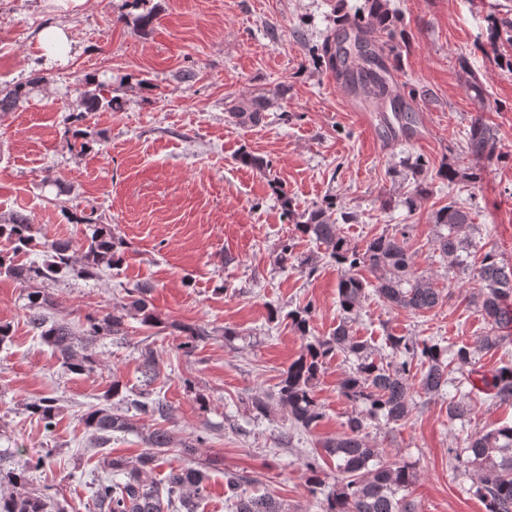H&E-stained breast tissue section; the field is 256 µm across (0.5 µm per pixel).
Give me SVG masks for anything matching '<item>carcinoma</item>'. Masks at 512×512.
Here are the masks:
<instances>
[{
	"instance_id": "obj_1",
	"label": "carcinoma",
	"mask_w": 512,
	"mask_h": 512,
	"mask_svg": "<svg viewBox=\"0 0 512 512\" xmlns=\"http://www.w3.org/2000/svg\"><path fill=\"white\" fill-rule=\"evenodd\" d=\"M394 20L386 0H365L362 12L354 15L348 25L356 31L355 44L365 49L370 41L384 32H391ZM345 39L328 36L317 50L322 66L338 63L350 83L360 85L367 94L383 95L387 78L374 70L375 58L365 54L361 61L366 68H356L355 56L342 43ZM95 78H84L85 89L79 91L83 111L73 116L81 121L88 112L112 107L114 98L105 96L104 85L91 91L87 86ZM32 89L30 82H16L0 89V112H9L27 99ZM268 106L267 98L258 95L239 101L230 107L231 117L238 122L257 123ZM495 148V133L483 119H476L469 130L467 152L476 160L490 158ZM336 202L303 214L296 222V231L325 246L329 258L341 269L337 283L338 304L344 317L327 336L310 335L313 307L308 303L288 312L293 328L305 339L298 357L280 376L277 399L266 395L251 398L254 417L267 415L272 404L288 412L293 423L305 430L317 428L323 419L321 405L315 396L316 384L332 358L342 354L352 359L348 372L338 385L339 395L352 407L345 422L343 435L321 442L326 456L336 459V486L324 490L321 478L320 454L313 451L305 458V484L309 495L316 499L321 512H417L411 498L416 483L414 465L391 458H383L367 441L366 429L371 422L384 419L397 423L406 419L415 406L410 392L415 377L413 369L421 372L420 388L424 394L435 397L445 394L448 386L455 393L448 394V420H470L474 414L472 395L486 392L500 401H512V364H505L490 374L478 370L479 354L497 351L512 341V265L501 261L489 250L480 264L472 269L473 277L482 284V291L471 298V303L486 324V331L474 347L443 345L436 341L413 340L407 336L388 337L392 358L376 357L369 346L352 335L350 315L359 309L374 292L391 307L414 314L427 313L443 301L434 280L412 269L406 246V232L381 234L363 244L352 243L336 229L331 214ZM73 224H85L92 230L85 244L76 250L69 240L41 241L36 235L32 219L21 212L0 220V238L10 248L0 250V275L10 277L28 289V323L53 354L70 371L83 374L93 369L96 358L86 353V346L107 336L124 334V320L134 314L148 327H159L161 321L150 307L149 285H138L126 293V302L99 318L87 317L82 335L77 336L68 323L48 315L51 302L40 288L31 283L53 281L64 271L80 264L81 273L91 278L103 264L118 266L123 241L98 226L99 219L73 216ZM433 223L438 228L436 243L442 255L461 266L470 257L473 243L467 234L472 218L470 212L456 202L437 210ZM41 247L49 253L42 263H23L20 256ZM371 278H366L363 272ZM184 341L179 348L192 353L197 344L208 336L201 328L186 327ZM468 371H463V368ZM461 372V379L450 377ZM126 386L118 379L106 391L105 399L121 397L127 408L140 416L169 419V408L160 399L141 392L134 396L123 394ZM26 410L37 417L45 432L56 425L58 407L53 398H40L26 403ZM84 425L103 441L115 432L133 428L130 419L105 404L92 407L84 414ZM208 440L202 431L181 442L180 454L190 461L170 471L162 480L151 473L159 467L162 454L173 444L169 430L152 428L145 435L147 449L131 463L121 457L105 456L104 467L112 475L97 481L92 490L93 512H196L207 493L209 467L191 460L198 448ZM453 468L462 474L476 475V495L484 504L485 512H512V425L479 429L464 439V447L452 448ZM47 457H30L17 469H0V482L10 485L11 492L0 496V512H48L54 507L47 496L31 487V477L45 467ZM250 478L236 471L224 472V495L232 512H288L286 504L269 495H256L248 490Z\"/></svg>"
}]
</instances>
